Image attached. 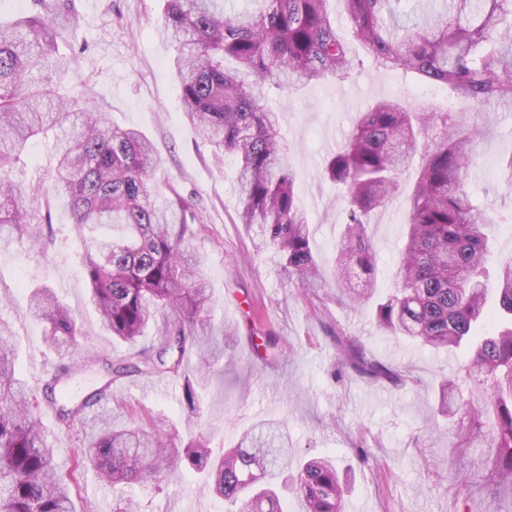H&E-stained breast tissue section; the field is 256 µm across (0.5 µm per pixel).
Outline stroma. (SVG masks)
I'll return each instance as SVG.
<instances>
[{"instance_id":"1","label":"stroma","mask_w":512,"mask_h":512,"mask_svg":"<svg viewBox=\"0 0 512 512\" xmlns=\"http://www.w3.org/2000/svg\"><path fill=\"white\" fill-rule=\"evenodd\" d=\"M162 0H71L76 23L71 40L82 46L72 65L74 82L90 90V102L110 113L115 124L144 132L155 147L158 181L174 185L193 200L206 230L199 242L201 268L211 288V312L198 326L209 337L211 374L197 389V414L187 416L176 377H130L112 394L134 410L131 425L150 417L174 425L180 437L208 435L212 448L233 447L257 420L283 422L300 458L329 455L347 479L346 502L360 512H501L504 503L472 476L477 456H493L487 440L455 452L447 421L434 410L440 376L455 379L473 406L485 404L482 385L466 374V349L433 352L404 338L379 332L369 316L329 292L304 299L288 282L279 255L259 246L256 228L239 221L235 191L237 165L216 162L184 121L177 82L167 63L172 48L156 34ZM394 97L428 112L443 108L446 91L405 79L396 71L364 62L342 81L312 83L290 93L269 95L268 107L280 115L288 160L297 170L298 200L314 230V248L330 257L340 235L342 206L335 185L322 170L325 155L344 141L359 112ZM479 155L466 181L474 203L493 220L491 267L512 259V107L499 105L478 117ZM414 172L403 178L401 193L372 220L379 273L377 286H392L394 265L406 220ZM45 226L54 243L41 254L21 241L0 250V316L13 328L16 370L34 392L57 365L44 343V326L28 314L32 289L46 286L77 314L81 353L121 359L125 346L101 331L87 302V283L78 256L82 250L66 215L52 210ZM280 336L283 359L266 366L251 357L249 319ZM358 337L381 360L417 378V385L392 387L355 376L336 377V350L326 327ZM42 422L56 450L61 471L74 472L78 512H112L113 493L89 469H74L72 438L57 429L51 414ZM368 464H360V455ZM451 466H444V459ZM139 512H224L205 478L186 471L175 480L122 489Z\"/></svg>"}]
</instances>
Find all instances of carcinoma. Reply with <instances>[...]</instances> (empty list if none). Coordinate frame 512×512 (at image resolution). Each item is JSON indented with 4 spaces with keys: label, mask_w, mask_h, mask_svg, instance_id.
<instances>
[{
    "label": "carcinoma",
    "mask_w": 512,
    "mask_h": 512,
    "mask_svg": "<svg viewBox=\"0 0 512 512\" xmlns=\"http://www.w3.org/2000/svg\"><path fill=\"white\" fill-rule=\"evenodd\" d=\"M343 4L350 37L336 31L330 4ZM159 36L173 48L172 66L185 122L217 160L231 155L243 224L257 225L261 245L276 251L288 281L319 296L321 263L313 230L297 204V173L286 157L267 92L321 79L338 81L363 65L350 43L362 45L379 69L393 70L448 92V107L419 112L382 100L360 112L325 175L345 204V227L333 265L341 299L372 303L378 330L435 351L464 346L468 372L484 387L487 422L446 377L438 383L437 412L460 415L452 449L472 448L482 436L496 458L478 462L488 489L512 497V261L496 272L495 303L487 284L492 221L471 200L465 170L474 161L477 124L459 119L512 101V0H440L425 16L401 21L402 0H251L255 9L224 13V0H163ZM63 7L33 0L23 15L0 17V248L14 239L47 246L38 220L63 209L84 242L80 264L88 300L102 331L135 345L149 325L158 338L118 362L97 354L109 379L80 401L62 402L57 388L88 358L75 354L80 331L74 311L51 288L31 295L29 315L45 324L44 340L60 359L31 395L15 370L13 333L0 320V512H74L72 473L54 463L42 428L49 411L74 436L75 468L89 467L112 488L172 478L185 469L206 473L227 512H284L281 492L302 499L306 512H343V483L329 457L311 458L286 474L288 436L271 421L245 430L221 457L200 434L177 439L160 419L149 429L125 421V405L111 385L131 376L183 379L188 416L197 414L195 386L210 369L209 339L196 333L211 295L196 241L205 231L190 200L155 180L157 156L135 128L112 124L88 104L86 91H65L74 55ZM51 143L53 164L36 182L16 180L28 143ZM422 155L413 187L408 228L394 273V288L376 299V253L371 216L399 194L400 179ZM364 287H349L353 269ZM494 319L496 329H476ZM340 355L337 372L402 385L407 375L370 353L359 338L331 333ZM249 340L263 361L279 357L278 338L257 326ZM195 348L194 375L184 358ZM112 402L107 412L102 404Z\"/></svg>",
    "instance_id": "cac0c4a2"
}]
</instances>
